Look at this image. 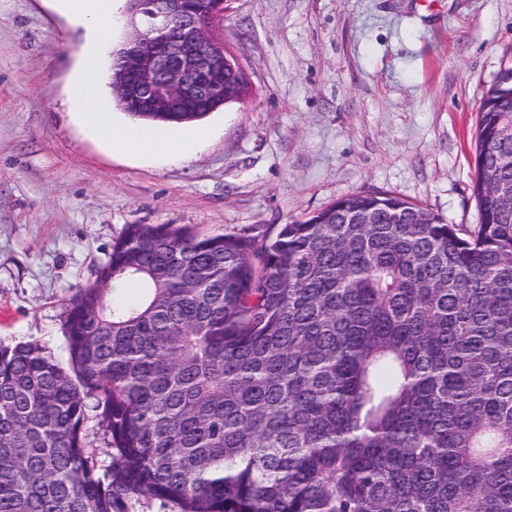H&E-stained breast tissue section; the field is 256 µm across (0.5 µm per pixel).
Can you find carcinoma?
<instances>
[{
	"label": "carcinoma",
	"instance_id": "obj_1",
	"mask_svg": "<svg viewBox=\"0 0 512 512\" xmlns=\"http://www.w3.org/2000/svg\"><path fill=\"white\" fill-rule=\"evenodd\" d=\"M154 12L144 0L142 31ZM478 112L471 230L369 190L255 235L127 225L65 308L68 366L0 344V512H125L133 495L512 512V66Z\"/></svg>",
	"mask_w": 512,
	"mask_h": 512
}]
</instances>
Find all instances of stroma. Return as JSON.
<instances>
[{
    "label": "stroma",
    "instance_id": "1",
    "mask_svg": "<svg viewBox=\"0 0 512 512\" xmlns=\"http://www.w3.org/2000/svg\"><path fill=\"white\" fill-rule=\"evenodd\" d=\"M84 30L0 0V342L66 360L64 307L129 224L259 231L389 191L478 221V100L512 65V0H231L248 92L191 163L117 154L67 109Z\"/></svg>",
    "mask_w": 512,
    "mask_h": 512
}]
</instances>
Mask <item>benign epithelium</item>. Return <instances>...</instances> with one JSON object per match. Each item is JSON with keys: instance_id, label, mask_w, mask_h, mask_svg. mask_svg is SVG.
<instances>
[{"instance_id": "benign-epithelium-1", "label": "benign epithelium", "mask_w": 512, "mask_h": 512, "mask_svg": "<svg viewBox=\"0 0 512 512\" xmlns=\"http://www.w3.org/2000/svg\"><path fill=\"white\" fill-rule=\"evenodd\" d=\"M192 0H167L163 23L141 42L119 51L120 67L112 87L131 100L156 108L191 106L207 97L234 99L247 84L240 60H231L224 43L212 38L200 12L187 7ZM240 67L237 84L224 82L229 62Z\"/></svg>"}]
</instances>
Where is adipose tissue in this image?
<instances>
[{"mask_svg": "<svg viewBox=\"0 0 512 512\" xmlns=\"http://www.w3.org/2000/svg\"><path fill=\"white\" fill-rule=\"evenodd\" d=\"M59 8L86 29L81 64L73 79L68 108L84 120L90 135L116 151L130 154L164 155L191 162L205 132L172 134L144 128L115 125L99 108V72L103 50L116 24L114 0H57Z\"/></svg>", "mask_w": 512, "mask_h": 512, "instance_id": "ef3b65f1", "label": "adipose tissue"}]
</instances>
